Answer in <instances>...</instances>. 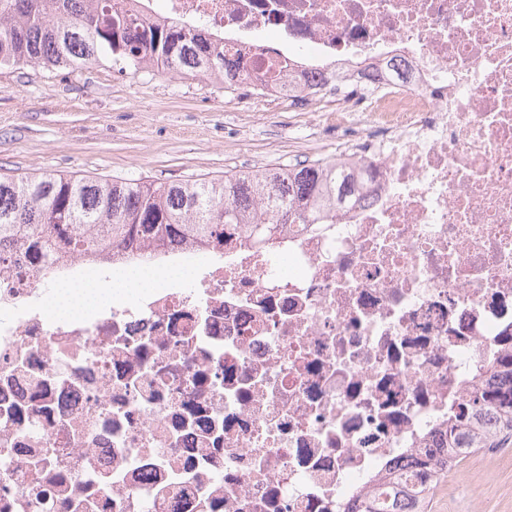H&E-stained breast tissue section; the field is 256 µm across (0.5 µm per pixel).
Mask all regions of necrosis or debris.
<instances>
[{
  "instance_id": "necrosis-or-debris-1",
  "label": "necrosis or debris",
  "mask_w": 512,
  "mask_h": 512,
  "mask_svg": "<svg viewBox=\"0 0 512 512\" xmlns=\"http://www.w3.org/2000/svg\"><path fill=\"white\" fill-rule=\"evenodd\" d=\"M336 133L359 200L0 269V512H362L512 355V0H122ZM160 282L66 316L56 287Z\"/></svg>"
}]
</instances>
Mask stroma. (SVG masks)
I'll list each match as a JSON object with an SVG mask.
<instances>
[{"instance_id": "1", "label": "stroma", "mask_w": 512, "mask_h": 512, "mask_svg": "<svg viewBox=\"0 0 512 512\" xmlns=\"http://www.w3.org/2000/svg\"><path fill=\"white\" fill-rule=\"evenodd\" d=\"M287 105L158 69L0 70V172L169 181L297 163ZM427 512H512V447L478 451Z\"/></svg>"}]
</instances>
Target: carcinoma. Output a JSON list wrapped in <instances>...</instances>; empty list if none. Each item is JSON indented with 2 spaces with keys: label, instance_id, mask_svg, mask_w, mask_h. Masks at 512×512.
<instances>
[{
  "label": "carcinoma",
  "instance_id": "1",
  "mask_svg": "<svg viewBox=\"0 0 512 512\" xmlns=\"http://www.w3.org/2000/svg\"><path fill=\"white\" fill-rule=\"evenodd\" d=\"M104 59L121 71L157 67L236 85L237 61L221 39L201 29L179 22L141 26L116 0H0L1 68L87 69ZM354 198L351 176L323 161L180 181L0 173V266L15 262L20 248L55 262L107 261L134 245L185 240L221 252L226 230L236 224L265 246L281 225L321 224ZM473 419L483 436H475ZM509 445L512 385L489 387L448 426L440 467L416 476L433 486L462 458ZM416 493L397 476L365 512H425V498Z\"/></svg>",
  "mask_w": 512,
  "mask_h": 512
}]
</instances>
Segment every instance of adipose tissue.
<instances>
[{
  "mask_svg": "<svg viewBox=\"0 0 512 512\" xmlns=\"http://www.w3.org/2000/svg\"><path fill=\"white\" fill-rule=\"evenodd\" d=\"M155 279L146 272L129 271L117 274L113 280L103 285L60 284L56 291V310L66 315L75 310H91L111 299L113 294L131 289L144 290L152 287Z\"/></svg>",
  "mask_w": 512,
  "mask_h": 512,
  "instance_id": "adipose-tissue-1",
  "label": "adipose tissue"
}]
</instances>
